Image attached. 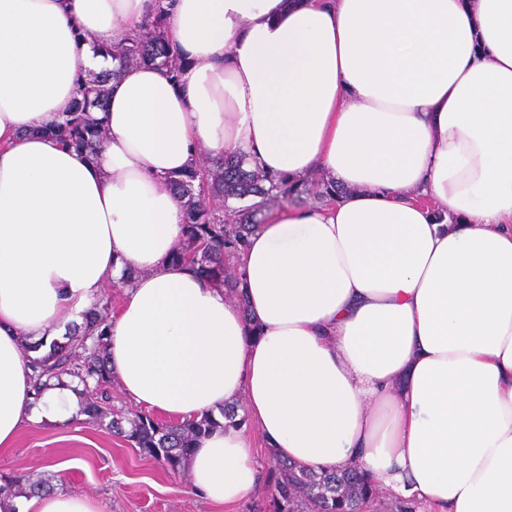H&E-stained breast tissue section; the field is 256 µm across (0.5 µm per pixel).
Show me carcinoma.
<instances>
[{
    "label": "carcinoma",
    "mask_w": 512,
    "mask_h": 512,
    "mask_svg": "<svg viewBox=\"0 0 512 512\" xmlns=\"http://www.w3.org/2000/svg\"><path fill=\"white\" fill-rule=\"evenodd\" d=\"M164 14V10L157 9L134 34L106 52L122 63L154 64L178 77L181 61L164 36ZM109 79L108 73L88 75L77 89L78 99L73 108L63 114L50 134L77 152H94L104 139V131L89 113L104 110ZM266 181L258 171L245 170L241 161L227 157L206 173L197 168L170 180L185 213L184 242L173 254V260L187 262L202 276L221 286L228 285L241 307L245 306L243 294L236 289L233 276L226 273L224 259L234 256L256 228L252 223L254 212L271 202L288 201L302 186L300 182L286 181L268 186ZM208 193L224 200L258 197L260 201L241 209L240 222L228 225L206 205ZM110 311L111 302L100 298L85 314V321L72 327L67 342L55 343L47 354L31 360L36 395H41L44 377L66 374L77 379L83 386L81 414L95 423L106 424L112 435L176 475L183 470L186 456L200 438L223 428L224 423L212 413L185 422L161 423L142 415L130 419L112 409V376L106 359ZM273 477L276 512H292L297 506L302 507L301 512H346L354 502L369 498L373 492L372 484L352 469L317 473L277 459ZM23 487L31 493L50 489L47 479L34 481L21 472L0 474V496Z\"/></svg>",
    "instance_id": "obj_1"
}]
</instances>
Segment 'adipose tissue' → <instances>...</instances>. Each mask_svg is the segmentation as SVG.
<instances>
[{
	"label": "adipose tissue",
	"instance_id": "obj_1",
	"mask_svg": "<svg viewBox=\"0 0 512 512\" xmlns=\"http://www.w3.org/2000/svg\"><path fill=\"white\" fill-rule=\"evenodd\" d=\"M165 2L175 79L103 54L153 0H0V449L79 406L67 376L35 393L21 339L62 341L119 283L128 400L245 419L186 459L210 502L255 490V429L429 512H512V0ZM101 70L89 158L47 131ZM203 155L338 189L248 236L243 308L172 259L169 180ZM0 512L102 509L63 487Z\"/></svg>",
	"mask_w": 512,
	"mask_h": 512
}]
</instances>
